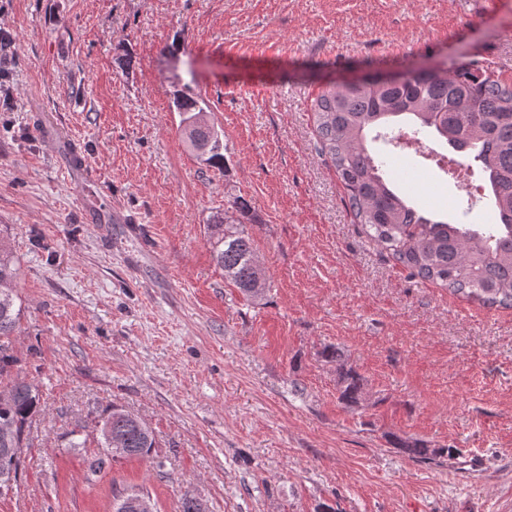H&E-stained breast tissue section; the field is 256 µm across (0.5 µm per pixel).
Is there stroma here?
<instances>
[{
  "label": "stroma",
  "instance_id": "obj_1",
  "mask_svg": "<svg viewBox=\"0 0 512 512\" xmlns=\"http://www.w3.org/2000/svg\"><path fill=\"white\" fill-rule=\"evenodd\" d=\"M1 29L12 375L39 404L0 512H91L128 484L158 512L185 489L210 512H512V309L411 277L373 244L311 112L334 78L475 61L512 83V0H0ZM186 84L224 131L226 167L181 136ZM390 165L418 206L492 223L485 202L456 210L452 182ZM236 196L271 281L258 301L211 256L207 220ZM345 370L364 379L355 407ZM91 405L147 422L164 472L116 459L87 484L96 440L66 443ZM400 440L457 454L417 463Z\"/></svg>",
  "mask_w": 512,
  "mask_h": 512
}]
</instances>
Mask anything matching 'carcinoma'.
<instances>
[{"mask_svg":"<svg viewBox=\"0 0 512 512\" xmlns=\"http://www.w3.org/2000/svg\"><path fill=\"white\" fill-rule=\"evenodd\" d=\"M182 137L210 166H224V141L193 97H177ZM318 151L327 157L343 187L354 223L413 277L446 288L483 306L512 308V84L472 62L448 70L433 68L393 77L333 81L311 104ZM447 144L473 159L483 174L485 198L494 224H454L417 207L398 188L385 161L373 150L391 145L402 130ZM251 206L235 197L210 217L209 243L224 279L252 298L263 296L270 281L253 267L256 257L245 230ZM15 258L0 246V428L11 435L0 448H24L37 389L11 377L17 362L12 336L22 308L17 304ZM341 399L359 402L364 386L355 372L342 375ZM100 451L84 458L90 485L116 456L112 441L124 443L126 460L150 458L158 471L165 461L154 454L156 437L143 420L121 407L103 411L95 422ZM397 447L418 462L452 456L454 449L431 450L400 441ZM150 496L139 485L112 491L111 512H130L133 494Z\"/></svg>","mask_w":512,"mask_h":512,"instance_id":"carcinoma-1","label":"carcinoma"}]
</instances>
